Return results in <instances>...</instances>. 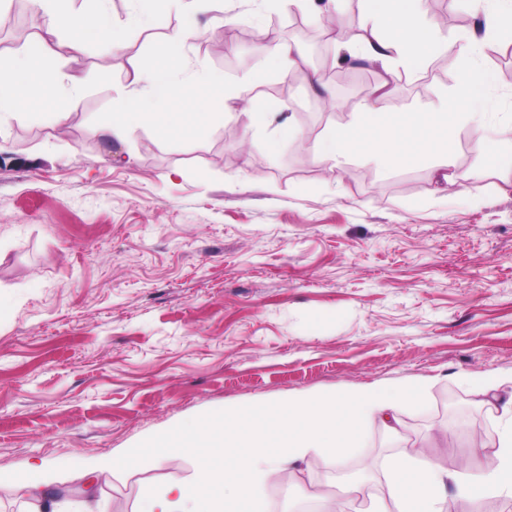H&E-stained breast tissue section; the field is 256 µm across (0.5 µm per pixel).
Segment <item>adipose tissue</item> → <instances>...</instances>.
Instances as JSON below:
<instances>
[{"label": "adipose tissue", "instance_id": "obj_1", "mask_svg": "<svg viewBox=\"0 0 512 512\" xmlns=\"http://www.w3.org/2000/svg\"><path fill=\"white\" fill-rule=\"evenodd\" d=\"M31 2L41 30L55 37L51 53L56 58L79 55L91 39L112 48L124 44L122 28L105 7L80 15L71 10V0ZM363 2L373 23V38L363 48L365 58L417 70L436 41L421 19V0ZM186 36L183 30L168 34L170 55L140 65L137 77L146 82L147 94L134 92L113 101L111 119L101 129L103 137L121 143L147 125L168 134L196 133L207 124L240 118L259 132H289L280 101L268 99L260 109L240 111L222 90L177 78ZM63 82V74L46 67L40 56L18 55L9 68H0V123L21 109L40 107L50 125L63 128L68 117L60 91ZM493 82L490 71L474 65L455 104L438 112H378L371 98H364L353 122L335 126L315 141L316 160L336 167L357 153L396 165L439 159L450 152L454 130L466 126L483 164L512 168V154L501 147L504 136L512 134V119L476 109ZM423 398L416 385L376 384L237 407L150 435L118 454L88 462L87 467L132 468L145 460L188 453L196 459V477L149 490L138 512H268V481L314 455L339 461L361 447L371 425L398 433L400 407ZM498 444L497 453L465 475L430 461L390 463L384 471V489L372 501L370 512H469L471 504L488 494L512 500V401L502 407ZM452 484L457 487L453 497L448 494Z\"/></svg>", "mask_w": 512, "mask_h": 512}]
</instances>
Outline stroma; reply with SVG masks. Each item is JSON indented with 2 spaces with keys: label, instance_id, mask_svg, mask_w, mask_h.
<instances>
[{
  "label": "stroma",
  "instance_id": "1",
  "mask_svg": "<svg viewBox=\"0 0 512 512\" xmlns=\"http://www.w3.org/2000/svg\"><path fill=\"white\" fill-rule=\"evenodd\" d=\"M203 37L186 68L234 88L260 36L297 44L303 65L259 74L255 93L286 97L292 137L270 149L244 121L177 137L146 127L125 144L98 132L162 34L129 29L124 48L96 45L58 69L77 79L64 130L20 116L0 131V512H36L21 481L31 465L64 473L56 490L91 512H136L146 488L189 479L178 455L96 475L83 460L210 412L305 391L416 383L393 439L371 428L345 458L369 494L407 447L451 472L494 450L497 424L464 383L512 373V172L476 170L468 129L447 168L361 156L329 169L313 144L353 120L387 82L380 112H431L471 68L447 53L478 27L474 0H424L438 43L413 72L346 61L371 37L359 0H338L349 38L279 0H196ZM495 81L486 109L512 113V43L485 42ZM346 82L310 80L321 49ZM455 184H445L443 173ZM315 459L267 488L271 512H297L342 476Z\"/></svg>",
  "mask_w": 512,
  "mask_h": 512
}]
</instances>
